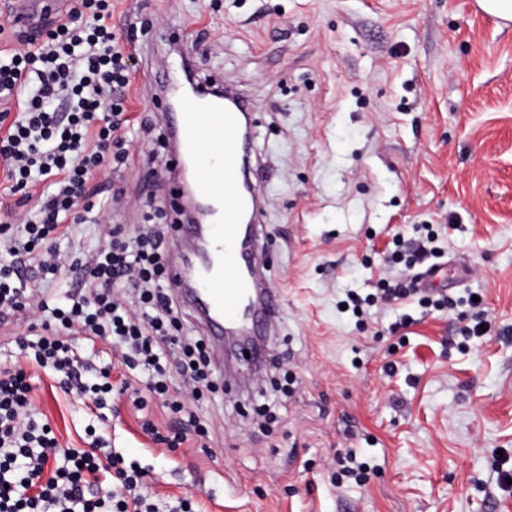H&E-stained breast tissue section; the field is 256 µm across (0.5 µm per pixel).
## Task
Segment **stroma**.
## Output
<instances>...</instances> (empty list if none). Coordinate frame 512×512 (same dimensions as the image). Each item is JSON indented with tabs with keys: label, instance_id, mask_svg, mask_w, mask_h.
Returning a JSON list of instances; mask_svg holds the SVG:
<instances>
[{
	"label": "stroma",
	"instance_id": "stroma-1",
	"mask_svg": "<svg viewBox=\"0 0 512 512\" xmlns=\"http://www.w3.org/2000/svg\"><path fill=\"white\" fill-rule=\"evenodd\" d=\"M112 25L138 51L128 108L135 148L92 177L105 223L168 225L170 256L189 242L170 223L181 189L161 115L165 67L203 59L198 76L250 102L251 162L262 174L256 246L282 317L258 371L242 358L198 402L219 446L169 452L112 403V446L149 471L161 512H512L497 483L512 466V26L475 0H112ZM442 236L435 287L482 292L492 331L454 336L457 313L411 303L364 321L347 290L394 279L393 234ZM414 323L389 334L402 314ZM36 406L61 443L83 447L93 416L41 370ZM353 451L369 478L330 481Z\"/></svg>",
	"mask_w": 512,
	"mask_h": 512
}]
</instances>
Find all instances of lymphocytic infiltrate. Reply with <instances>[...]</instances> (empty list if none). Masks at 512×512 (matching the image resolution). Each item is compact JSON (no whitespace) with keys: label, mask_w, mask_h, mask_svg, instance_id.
<instances>
[{"label":"lymphocytic infiltrate","mask_w":512,"mask_h":512,"mask_svg":"<svg viewBox=\"0 0 512 512\" xmlns=\"http://www.w3.org/2000/svg\"><path fill=\"white\" fill-rule=\"evenodd\" d=\"M132 59L112 28V0H76L64 16L29 34L13 33L0 50V160L10 194L0 225V325L27 323L17 347L22 363L0 368V512H156L145 491L148 473L90 432L82 448L63 446L47 430L26 380L27 367L52 371L62 392L89 410L129 395L140 427L156 443L195 445L208 429L194 403L214 390L203 339L186 336L165 266V227L144 225L128 236L112 225L109 243L93 252L59 253L75 225L100 221L110 203L92 200L85 184L125 166L133 146L128 93ZM47 182L46 192L28 186ZM394 251L411 287L382 285L346 293L345 309L416 299L437 311L447 294L420 287L417 268L432 256L439 233ZM120 352V383L107 356ZM186 383L170 392L173 375ZM156 403L163 418L147 406Z\"/></svg>","instance_id":"f902f5d3"}]
</instances>
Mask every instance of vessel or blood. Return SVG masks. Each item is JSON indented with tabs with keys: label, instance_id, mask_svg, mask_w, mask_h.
<instances>
[{
	"label": "vessel or blood",
	"instance_id": "obj_1",
	"mask_svg": "<svg viewBox=\"0 0 512 512\" xmlns=\"http://www.w3.org/2000/svg\"><path fill=\"white\" fill-rule=\"evenodd\" d=\"M6 2L15 27L25 34L56 20L63 9V0ZM170 84L179 104L176 111L164 113L162 121L177 139V161L189 163L188 176L196 195L218 211L215 223L194 225L203 250L182 257L169 272L170 282L192 299L218 338L241 323L244 299L254 288H261L260 311L246 325L248 333L266 335L278 317L279 294L248 273L239 247L241 217L255 207L252 197L240 190L241 118L247 107L241 102L229 109L183 95L176 78Z\"/></svg>",
	"mask_w": 512,
	"mask_h": 512
}]
</instances>
